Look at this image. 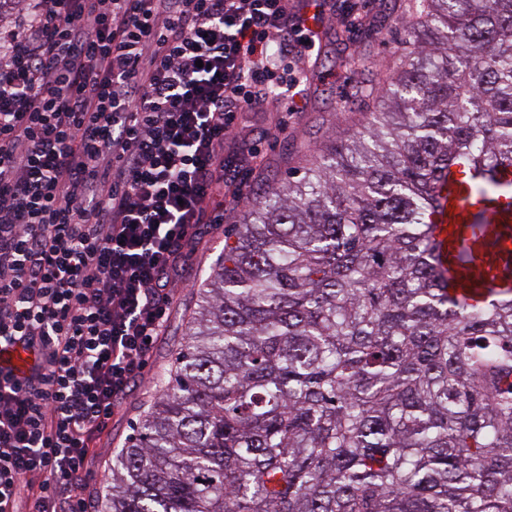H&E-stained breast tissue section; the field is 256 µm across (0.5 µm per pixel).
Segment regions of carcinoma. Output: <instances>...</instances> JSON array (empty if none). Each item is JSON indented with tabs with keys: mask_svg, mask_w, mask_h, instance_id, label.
I'll list each match as a JSON object with an SVG mask.
<instances>
[{
	"mask_svg": "<svg viewBox=\"0 0 512 512\" xmlns=\"http://www.w3.org/2000/svg\"><path fill=\"white\" fill-rule=\"evenodd\" d=\"M373 111L252 201L101 512H512V281L448 289L512 169V0H414ZM461 173L448 193V205L440 214L436 233L440 240L448 238L450 249L456 254L475 250L494 260L490 278L507 275L512 278V195L499 197V204L482 212V221L472 223L471 216L478 206ZM455 233L448 236L449 233Z\"/></svg>",
	"mask_w": 512,
	"mask_h": 512,
	"instance_id": "obj_1",
	"label": "carcinoma"
}]
</instances>
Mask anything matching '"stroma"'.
<instances>
[{
  "instance_id": "1",
  "label": "stroma",
  "mask_w": 512,
  "mask_h": 512,
  "mask_svg": "<svg viewBox=\"0 0 512 512\" xmlns=\"http://www.w3.org/2000/svg\"><path fill=\"white\" fill-rule=\"evenodd\" d=\"M380 30L385 33L381 39L376 36ZM401 37L402 16L394 0H327L320 50L312 55L299 111L280 105L249 113L243 120L246 145L262 147V160L249 168L244 185L249 198H257L272 181L287 177L305 151L316 150L333 133L350 127L355 115L347 107L357 86L379 77L399 56ZM220 210L223 223L213 225L201 238L182 273L184 283L175 292L166 326L154 345L149 376L135 384L112 419L111 433L89 479L87 493L92 499H101L111 485L112 457L152 399V376L169 366L196 306L198 290L222 255L225 237L233 234L240 221L242 208L232 196L224 197Z\"/></svg>"
}]
</instances>
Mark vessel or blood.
I'll return each instance as SVG.
<instances>
[{"label": "vessel or blood", "instance_id": "vessel-or-blood-1", "mask_svg": "<svg viewBox=\"0 0 512 512\" xmlns=\"http://www.w3.org/2000/svg\"><path fill=\"white\" fill-rule=\"evenodd\" d=\"M440 239L452 251L473 250L494 261V277L512 278V197L479 210L464 180H457L448 193V205L437 226Z\"/></svg>", "mask_w": 512, "mask_h": 512}]
</instances>
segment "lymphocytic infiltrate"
I'll return each instance as SVG.
<instances>
[{
    "mask_svg": "<svg viewBox=\"0 0 512 512\" xmlns=\"http://www.w3.org/2000/svg\"><path fill=\"white\" fill-rule=\"evenodd\" d=\"M323 0H23L0 32V512H91L90 462L144 379L191 245L293 100Z\"/></svg>",
    "mask_w": 512,
    "mask_h": 512,
    "instance_id": "f902f5d3",
    "label": "lymphocytic infiltrate"
}]
</instances>
